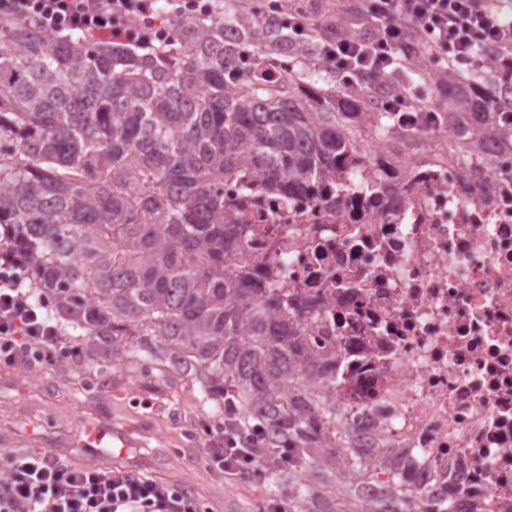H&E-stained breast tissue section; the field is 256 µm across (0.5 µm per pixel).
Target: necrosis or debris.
<instances>
[{
	"label": "necrosis or debris",
	"mask_w": 512,
	"mask_h": 512,
	"mask_svg": "<svg viewBox=\"0 0 512 512\" xmlns=\"http://www.w3.org/2000/svg\"><path fill=\"white\" fill-rule=\"evenodd\" d=\"M354 155V183L280 193L224 182L257 288L303 303L314 349L339 347L353 439L407 451L458 512L512 501V150L448 148L440 113L397 112Z\"/></svg>",
	"instance_id": "4bbe7bcc"
}]
</instances>
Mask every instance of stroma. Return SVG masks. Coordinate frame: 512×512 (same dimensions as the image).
Here are the masks:
<instances>
[{"label": "stroma", "instance_id": "1", "mask_svg": "<svg viewBox=\"0 0 512 512\" xmlns=\"http://www.w3.org/2000/svg\"><path fill=\"white\" fill-rule=\"evenodd\" d=\"M295 7L329 31L361 25L356 0H296ZM79 345L78 334L70 332L53 362L33 355L17 364L0 360V454L50 451L87 465L91 458L75 438L77 420L125 428L134 443L123 455H112L111 464L128 459L141 475L175 479L197 493L209 512H262L269 499L262 475L217 471L204 452L205 431H187L216 416L214 406L191 408L186 392L159 391L152 377L122 367H112L102 386L69 376L64 359Z\"/></svg>", "mask_w": 512, "mask_h": 512}]
</instances>
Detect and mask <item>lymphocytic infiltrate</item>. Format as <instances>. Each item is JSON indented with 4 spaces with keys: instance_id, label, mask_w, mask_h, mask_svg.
<instances>
[{
    "instance_id": "obj_1",
    "label": "lymphocytic infiltrate",
    "mask_w": 512,
    "mask_h": 512,
    "mask_svg": "<svg viewBox=\"0 0 512 512\" xmlns=\"http://www.w3.org/2000/svg\"><path fill=\"white\" fill-rule=\"evenodd\" d=\"M156 0H0V22L31 21L48 33L108 32L134 40L150 27ZM367 36L325 42L323 62L351 88L366 89L421 50L435 61L473 62L490 47L512 61V20L482 11L477 0H363ZM60 332L33 303L12 264H0V359L11 362L30 347L42 360L55 358ZM249 439L211 437L206 454L215 469L246 473L261 463L248 453ZM8 478L0 483V512H203L185 487L120 469H78L45 452L0 455Z\"/></svg>"
}]
</instances>
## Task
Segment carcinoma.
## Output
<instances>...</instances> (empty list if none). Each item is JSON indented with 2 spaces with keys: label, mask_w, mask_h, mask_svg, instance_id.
Here are the masks:
<instances>
[{
  "label": "carcinoma",
  "mask_w": 512,
  "mask_h": 512,
  "mask_svg": "<svg viewBox=\"0 0 512 512\" xmlns=\"http://www.w3.org/2000/svg\"><path fill=\"white\" fill-rule=\"evenodd\" d=\"M321 28L292 39L275 16L217 0L154 47L0 26V261L12 260L78 362L144 367L192 385L224 428L258 438L268 493L288 512H453L406 487L401 459L351 442L343 357L310 353L296 300L245 287L224 180L262 173L274 191L351 181L358 141L391 113L340 96L320 63ZM303 58L288 86L246 82L254 57ZM436 109L467 160L512 144V71L440 73ZM383 485L364 497L361 482Z\"/></svg>",
  "instance_id": "carcinoma-1"
}]
</instances>
